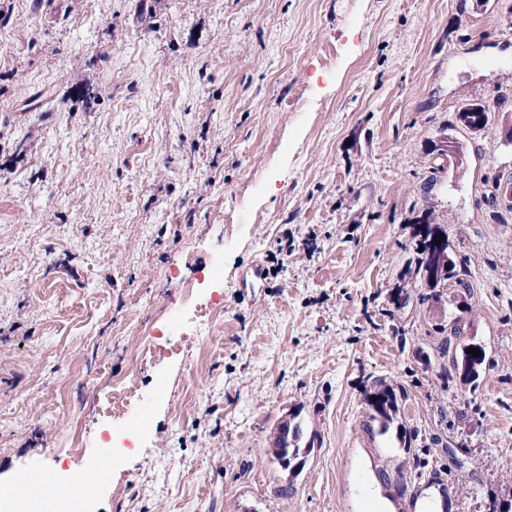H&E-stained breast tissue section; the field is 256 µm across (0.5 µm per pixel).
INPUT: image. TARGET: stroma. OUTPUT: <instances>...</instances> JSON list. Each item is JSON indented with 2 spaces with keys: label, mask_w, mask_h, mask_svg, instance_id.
Returning <instances> with one entry per match:
<instances>
[{
  "label": "stroma",
  "mask_w": 512,
  "mask_h": 512,
  "mask_svg": "<svg viewBox=\"0 0 512 512\" xmlns=\"http://www.w3.org/2000/svg\"><path fill=\"white\" fill-rule=\"evenodd\" d=\"M0 15V486L91 475V512H431L417 486L512 512V0ZM424 216L467 269L426 303ZM450 342L483 348L476 383L449 378ZM381 382L405 440L368 403ZM288 414L297 471L268 453Z\"/></svg>",
  "instance_id": "obj_1"
}]
</instances>
